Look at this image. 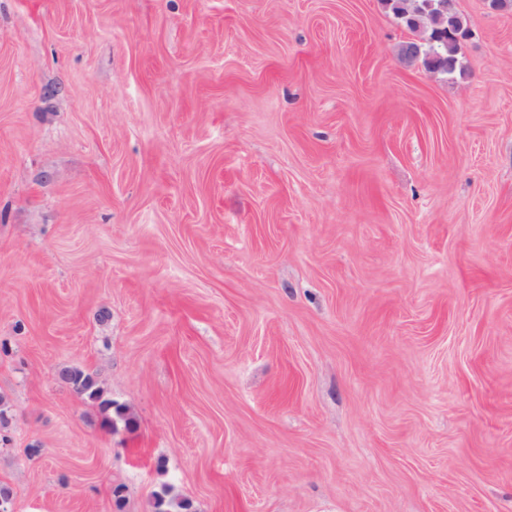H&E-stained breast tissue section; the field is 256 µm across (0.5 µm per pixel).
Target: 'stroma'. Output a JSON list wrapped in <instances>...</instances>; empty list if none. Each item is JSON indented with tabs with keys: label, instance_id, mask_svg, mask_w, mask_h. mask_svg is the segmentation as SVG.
<instances>
[{
	"label": "stroma",
	"instance_id": "stroma-1",
	"mask_svg": "<svg viewBox=\"0 0 512 512\" xmlns=\"http://www.w3.org/2000/svg\"><path fill=\"white\" fill-rule=\"evenodd\" d=\"M456 5L448 77L381 0H0L14 512H512V12ZM460 43L461 41H448L447 39L446 42L436 41L433 44L417 42L412 44L419 51L420 61L425 69L430 72L453 75L459 68ZM435 56L438 58L435 59ZM58 379L75 392L97 403L105 414L103 424L109 430L115 431L118 421L124 422L125 426L129 425L130 419L127 417L123 405L105 398L103 388L91 374L78 367H65L58 372Z\"/></svg>",
	"mask_w": 512,
	"mask_h": 512
}]
</instances>
